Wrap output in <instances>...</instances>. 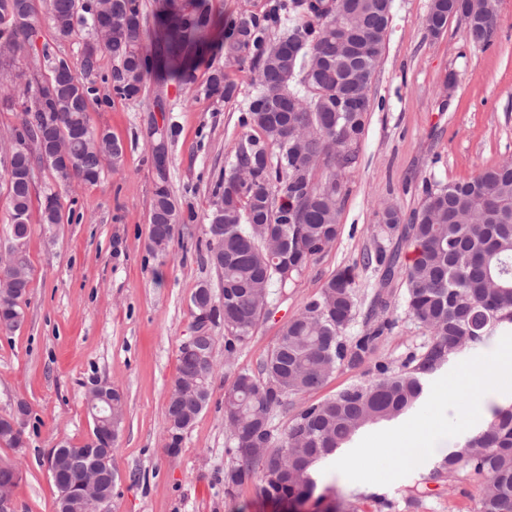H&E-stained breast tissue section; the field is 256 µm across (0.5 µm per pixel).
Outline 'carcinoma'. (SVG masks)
<instances>
[{
  "mask_svg": "<svg viewBox=\"0 0 512 512\" xmlns=\"http://www.w3.org/2000/svg\"><path fill=\"white\" fill-rule=\"evenodd\" d=\"M309 0L281 4L272 26L291 23L280 37L268 39V28L253 19L231 24L227 55L253 51L258 72L255 92L241 123L256 131L236 150L231 172L224 176L222 230L208 227L202 261L219 278L218 288L200 283L192 299L209 298L218 304L213 323H224L225 351L233 353L250 338L265 312L270 288L284 286L300 274L309 260L324 252L338 234L340 204L345 194L343 174L354 159L353 147L364 135L367 112H338L339 98L366 99L385 47L392 0ZM499 0H477L469 10L466 0H432L429 28L440 35L450 14L462 13L469 43L484 49L497 26ZM75 0H46V14L64 37L74 32ZM108 40L83 44L84 76L49 93L54 73L71 71L69 62L51 55L45 81L14 80L0 87V105L13 106L17 95L28 98L20 140L35 141L50 128L66 134L81 127L86 139L98 131L87 121L96 100L97 56L105 49L126 75L116 92L137 96L147 78L158 72L189 80L184 52L190 35L203 44L210 19L171 15L162 21V54L148 52L144 42L140 0H112ZM38 0H0V45L20 47L25 28H34ZM298 50L288 66V48ZM209 90L231 100L236 86L226 81L224 69L209 76ZM112 164L123 155L110 133L100 140ZM276 153H271V150ZM329 174L316 178L318 169ZM9 192L10 234L14 241L30 235L32 191L24 176L13 173ZM57 193L45 195L44 224L62 223ZM180 213L168 188L166 171L158 170L149 213L148 235L170 241ZM380 232H401L414 248V258L397 269L385 267L382 284L399 276L405 288L409 315L430 333L423 351L400 369L384 362L374 365L372 377L336 395L298 410L281 431L273 426L274 413L291 396L321 388L336 370L356 367L371 359L392 323L350 338L346 328L354 319L357 292L350 273L334 274L319 296L283 328L258 374L242 372L224 393V422L228 425L235 463L224 472V493L253 480L255 464L262 463L261 491L271 500L311 497L316 489L313 468L332 456L367 425L388 421L410 410L424 392L427 376L452 355L485 345L494 331L512 324V163L502 162L479 173L426 191L412 222L401 225L399 211L379 212ZM18 265L26 272L19 293L0 284V322L15 329L24 320L22 301L31 280V263L24 253ZM179 366L166 413L170 426L168 448L178 452L183 432L195 422L208 402L212 365L201 366L196 353L179 348ZM478 482L475 512H512V405L495 406L484 427L462 447L448 452L430 479Z\"/></svg>",
  "mask_w": 512,
  "mask_h": 512,
  "instance_id": "cac0c4a2",
  "label": "carcinoma"
}]
</instances>
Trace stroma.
Wrapping results in <instances>:
<instances>
[{"label": "stroma", "instance_id": "1", "mask_svg": "<svg viewBox=\"0 0 512 512\" xmlns=\"http://www.w3.org/2000/svg\"><path fill=\"white\" fill-rule=\"evenodd\" d=\"M279 2L141 0L145 43L154 52L163 49L156 31L165 7L185 16L208 14L205 45L187 53L191 82L153 76L133 98L117 95L111 83H98L99 100L88 109V124L109 131L122 144L123 160L106 166L97 182H76L62 192L61 224L40 220L43 197L56 184L47 169H37L25 320L13 332H0V416L20 400L31 412L25 448L0 446V459L20 464L14 490L18 512H56L57 490L43 458L59 441L79 447L90 439L85 385L93 377L108 379L125 400L112 451V512H289L287 505L267 500L255 480L234 495L224 493V472L232 463L224 393L236 376L259 372L288 321L319 296L333 274L345 269L352 270L358 293L348 335L391 320L393 327L375 357L395 369L428 342V332L407 312L400 280L380 287V270L365 266L364 258L395 251L404 264L412 256L411 246L399 235L379 233L380 208L390 205L410 217L425 189L512 159V0H500L495 36L485 49L469 45L467 24L456 17L440 36H431V0H392L386 47L369 89L368 124L345 175L337 238L287 286H272L265 315L233 356L224 351L223 325L214 327L210 399L184 433L179 452L168 449V394L179 348L195 320L190 297L199 283L217 280L200 259L208 217L248 132L240 117L256 78L250 53L238 61L227 59V25L243 17L265 20ZM88 36L80 25L71 37L61 38L47 15H40L35 42L18 51L13 70L48 76L50 64L42 55L47 47L82 73ZM219 65L237 87L228 102L207 91L208 77ZM160 142L166 146L168 187L182 221L166 251L156 254L147 248V232L157 182L153 148ZM381 288L389 295L383 312L371 307ZM507 342H512L508 328L497 331L486 346L451 358L427 376L413 409L363 430L355 445L376 447L379 437L413 421L455 425L460 396L468 401L470 419L466 433L455 438L463 443L487 416L479 384L463 386L459 379L489 362ZM372 372L369 362L338 369L320 390L292 397L289 406L277 410L275 428H284L297 408L364 383ZM444 455L441 449L389 451L367 468L352 455L340 468L323 464L314 473L316 492L300 512H325L341 499L354 502L359 512H376L378 495L391 501V512H473L475 503L463 495V483L431 480ZM415 497L420 500L416 509L409 505Z\"/></svg>", "mask_w": 512, "mask_h": 512}]
</instances>
